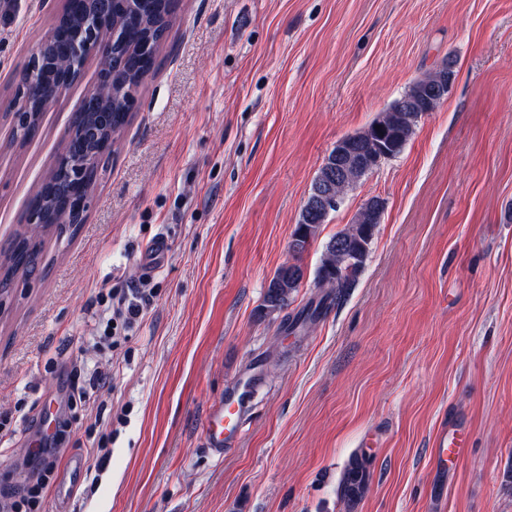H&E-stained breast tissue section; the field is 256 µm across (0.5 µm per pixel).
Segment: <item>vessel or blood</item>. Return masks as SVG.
<instances>
[{"label":"vessel or blood","instance_id":"vessel-or-blood-1","mask_svg":"<svg viewBox=\"0 0 512 512\" xmlns=\"http://www.w3.org/2000/svg\"><path fill=\"white\" fill-rule=\"evenodd\" d=\"M250 397L249 381H239L228 387L224 397L212 406L206 416V448L215 459L225 453L245 431V413ZM435 459L446 465L448 459L458 455L463 447L460 432L440 427L434 439Z\"/></svg>","mask_w":512,"mask_h":512}]
</instances>
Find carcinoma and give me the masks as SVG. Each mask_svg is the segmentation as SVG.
Segmentation results:
<instances>
[{
  "label": "carcinoma",
  "mask_w": 512,
  "mask_h": 512,
  "mask_svg": "<svg viewBox=\"0 0 512 512\" xmlns=\"http://www.w3.org/2000/svg\"><path fill=\"white\" fill-rule=\"evenodd\" d=\"M176 12L174 0H116L112 6V22L104 28V35H112L113 46L120 49L122 64L112 67V91L106 92L107 102L112 106V134L103 133L96 140L87 138V128L98 122L96 117L69 129L68 136L78 150L91 154L101 147V142L110 137L112 142L121 140L129 125L132 113L126 111L127 97L139 90L153 67L145 59V48L160 51ZM455 61L415 80L390 107L374 120L368 130L380 126L372 134L373 139L385 144L395 155L399 154L415 133L418 119L437 109L444 95L433 92V82L445 70H454ZM34 74L40 97L30 104L31 123L39 125L40 117L47 107L57 101V85L62 76L54 72L46 57L29 58L19 74ZM336 157L329 153L313 180L309 195L303 204L299 219L289 243L294 254L303 253L325 223L329 212L336 211L333 204L324 205L316 199V192L326 186L336 185ZM74 168L54 166L43 179L45 189L30 201L45 221L44 235L61 220L63 204L62 190L71 182ZM385 202L377 197L367 199L354 215L352 222L331 237L325 245L323 257L316 270L315 283L326 292L316 302H310L293 317L285 318L286 330L295 331L326 313L352 287L357 275L369 256L373 231L380 224ZM45 239L28 244L16 240L0 250V282L8 284L19 275H27L35 269L38 258L44 256ZM304 270L296 264L279 267L266 287L260 309L265 314L282 313L288 309L292 296L300 288ZM366 482V471L362 463L353 462L346 470L341 483V493L352 498Z\"/></svg>",
  "instance_id": "carcinoma-1"
}]
</instances>
